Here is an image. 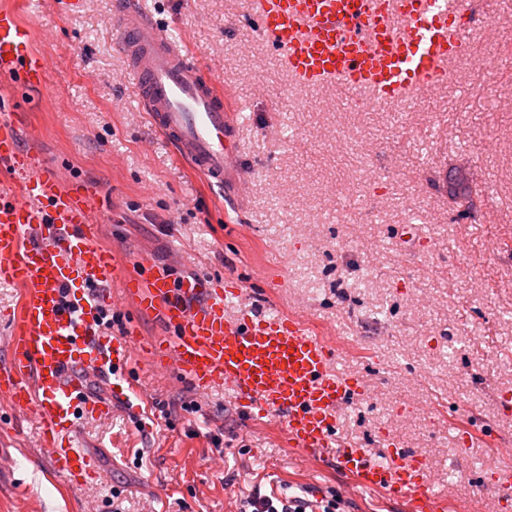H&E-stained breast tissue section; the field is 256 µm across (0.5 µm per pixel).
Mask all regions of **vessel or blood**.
I'll list each match as a JSON object with an SVG mask.
<instances>
[{
	"label": "vessel or blood",
	"instance_id": "vessel-or-blood-1",
	"mask_svg": "<svg viewBox=\"0 0 512 512\" xmlns=\"http://www.w3.org/2000/svg\"><path fill=\"white\" fill-rule=\"evenodd\" d=\"M466 0H247L261 36L306 91L331 86L353 102L390 104L448 81V64L466 47L457 24ZM113 27L142 110L178 155L209 183L241 198L247 175L241 125L228 94L172 39L167 25L136 0H114ZM31 32L15 10L0 7V78L25 89L42 84L49 57L30 48ZM18 102H0V278L19 284L24 297L1 344L0 396L13 415L34 420L40 447L55 472L82 476L93 461L67 442L78 415L106 416L110 404L86 392L91 375L126 370L146 348L155 367L198 396L224 386L254 419L278 420L290 448L305 457L332 458L348 490L408 504L412 512H445L426 461L387 440L376 460L340 437L343 407L370 396L362 379L341 368L338 348L314 335L297 314L271 313L241 303L237 279L206 275L182 280L145 262L143 273L122 275V252L100 245L96 199L78 193L44 157L22 143L12 115ZM122 280L134 314L119 336L102 335L100 310L109 284ZM99 286L92 299L84 286ZM166 329L151 343L139 337L140 318ZM512 503V470L495 474L478 495L476 512H505Z\"/></svg>",
	"mask_w": 512,
	"mask_h": 512
}]
</instances>
